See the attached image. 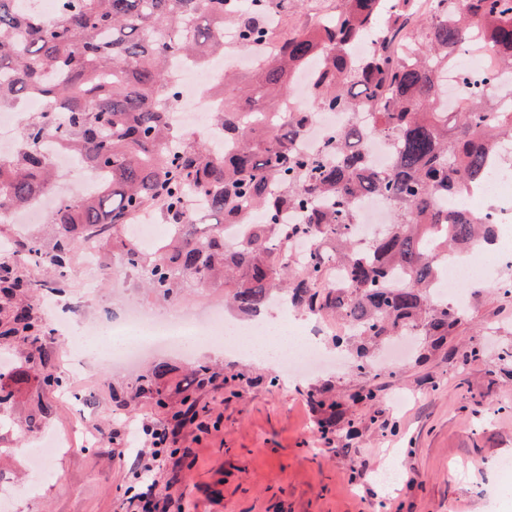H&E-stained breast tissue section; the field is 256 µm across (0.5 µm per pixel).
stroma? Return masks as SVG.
Segmentation results:
<instances>
[{"mask_svg": "<svg viewBox=\"0 0 512 512\" xmlns=\"http://www.w3.org/2000/svg\"><path fill=\"white\" fill-rule=\"evenodd\" d=\"M117 260L105 254L90 274L71 276L65 292L52 299L38 292L27 302L44 321L60 307L83 324L123 305H154L138 277L113 287ZM70 345L47 336L41 363L82 390L77 405L43 384L21 338L0 340V356L25 376L0 406V499H8L10 512H131L125 493L135 484L136 451L121 448L112 434L121 423L170 419L171 409L135 390L140 375L159 363L174 381L200 364L216 375L195 393L212 428L183 438L190 464L173 486L187 492L193 512H512V496L495 493V463L512 457V364L498 360L512 350V298L497 289H480L442 347L417 337L405 361L373 378L348 365L280 384L276 368L227 357L215 345L188 358L158 352L129 373L87 357L73 372L65 361ZM464 349L476 350V358L463 361ZM365 385L374 400L352 401ZM313 390L342 404V419L326 435L310 403ZM44 436L60 446L48 476L37 479L27 463ZM388 469L397 472L391 484L379 480Z\"/></svg>", "mask_w": 512, "mask_h": 512, "instance_id": "1", "label": "stroma"}]
</instances>
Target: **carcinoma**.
Instances as JSON below:
<instances>
[{
  "label": "carcinoma",
  "instance_id": "obj_1",
  "mask_svg": "<svg viewBox=\"0 0 512 512\" xmlns=\"http://www.w3.org/2000/svg\"><path fill=\"white\" fill-rule=\"evenodd\" d=\"M20 0H0V109L40 94L61 104L53 118L30 117L16 152L0 159V215L31 204L56 181L52 164L39 151L50 135L81 153L101 178L94 194L67 200L48 217L50 240L32 237L17 254L0 259V297L24 290L53 294L68 287V266L79 239L112 241V252L127 271L166 300L206 282L224 288L238 311L253 314L277 295L294 308L328 318L341 313L353 333L333 336L356 343L357 369H368L366 342L405 336L417 330L442 346L462 315L434 305L429 284L440 270L438 257L480 237L491 225L462 210H448L437 190L467 192L492 172L494 144L512 137V112L478 94L471 107L448 115L439 75L453 66L464 44L479 41L512 71V0H438L440 13L416 15V0H340L322 30L300 21L295 0H246V16L235 14L239 0H57L44 16L16 8ZM277 10L280 27L268 30L263 16ZM236 24L249 46L271 39L273 58L258 69L263 82L247 92L238 75L224 73V111L212 121L236 142L225 154L196 138L184 147H166L168 129L160 94H179L167 59L182 54L204 59L224 49L220 29ZM377 25L397 42L411 43L401 57L390 41L362 59L348 47ZM326 52L334 82L316 87L310 107L341 109L368 103L380 133L394 131V166L373 172L361 162L363 132L338 133L318 156L297 150L296 136L311 113L298 112L286 127L252 128L257 102L282 107L301 67ZM378 194L396 210L388 232L375 238L371 257L358 255L346 232L351 200ZM158 205L155 219L178 228L152 250L125 234L127 217ZM252 232L224 245V225ZM313 235L321 248L296 268L287 259L292 237ZM45 257L49 276L28 278L21 260ZM341 262L347 287L326 283ZM393 270L404 280H390ZM49 327L25 305L11 311L0 336L21 337L36 352ZM164 364L143 377L137 391L166 406L158 382Z\"/></svg>",
  "mask_w": 512,
  "mask_h": 512
}]
</instances>
